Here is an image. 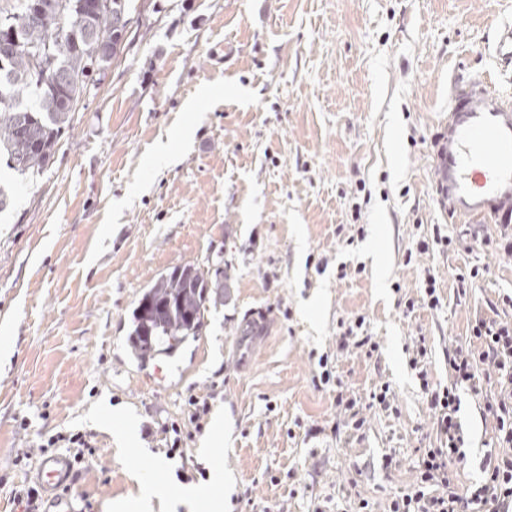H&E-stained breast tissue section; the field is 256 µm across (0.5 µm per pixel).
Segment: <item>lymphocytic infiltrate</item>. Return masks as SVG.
I'll list each match as a JSON object with an SVG mask.
<instances>
[{
    "label": "lymphocytic infiltrate",
    "instance_id": "f902f5d3",
    "mask_svg": "<svg viewBox=\"0 0 512 512\" xmlns=\"http://www.w3.org/2000/svg\"><path fill=\"white\" fill-rule=\"evenodd\" d=\"M448 365L456 385L474 392L484 378L512 385V324L476 319ZM419 380L438 412L437 430L445 441L443 447L425 449L415 483L391 500L389 512H512V393L486 400L484 409L496 422L502 448L487 455L483 483L461 489L451 469L466 458L456 420L459 401L453 388L433 386L427 371H420Z\"/></svg>",
    "mask_w": 512,
    "mask_h": 512
}]
</instances>
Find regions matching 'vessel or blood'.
Segmentation results:
<instances>
[{"instance_id": "b4317fda", "label": "vessel or blood", "mask_w": 512, "mask_h": 512, "mask_svg": "<svg viewBox=\"0 0 512 512\" xmlns=\"http://www.w3.org/2000/svg\"><path fill=\"white\" fill-rule=\"evenodd\" d=\"M501 68L512 69V24L499 26L493 44ZM435 171L448 215L478 224H512V99L492 78H468L455 90L448 129ZM263 315L251 317L235 339L234 360L245 368L264 340ZM72 466L63 453L39 458L34 479L47 506L44 512H71Z\"/></svg>"}]
</instances>
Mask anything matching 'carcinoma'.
I'll list each match as a JSON object with an SVG mask.
<instances>
[{
    "label": "carcinoma",
    "instance_id": "carcinoma-1",
    "mask_svg": "<svg viewBox=\"0 0 512 512\" xmlns=\"http://www.w3.org/2000/svg\"><path fill=\"white\" fill-rule=\"evenodd\" d=\"M41 15L27 20L28 0H0V23L15 26L17 44L0 45V158L18 175L43 171L92 74L111 59L93 61L87 48H112L118 28L111 12L87 18L75 0H43ZM221 276L198 263L173 267L141 296L132 314L130 344L151 360L200 334L209 304L217 302Z\"/></svg>",
    "mask_w": 512,
    "mask_h": 512
}]
</instances>
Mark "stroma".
<instances>
[{"label": "stroma", "mask_w": 512, "mask_h": 512, "mask_svg": "<svg viewBox=\"0 0 512 512\" xmlns=\"http://www.w3.org/2000/svg\"><path fill=\"white\" fill-rule=\"evenodd\" d=\"M500 23L512 0H145L144 35L94 75L44 172L0 171L17 183L0 213V337L13 344L0 364V512L31 483L22 450L59 432L96 450L76 512L134 501L151 469L175 491L203 485L218 411L231 426L221 512H355L362 498L387 512L439 445L419 370L451 384L448 354L475 318L512 321V261L482 244L499 227L449 218L434 173L458 77L493 74L512 98V71L495 70ZM160 142L177 155L165 167L151 164ZM437 231L456 247L416 253ZM187 262L228 272V286L199 336L141 362L132 312ZM474 266L488 272L471 282ZM429 270L434 309L419 303ZM253 309L269 333L241 370L232 349ZM352 325L376 352L341 343ZM383 385L389 407L354 429L337 391L365 401ZM192 395L209 406L197 425ZM460 398L467 484L497 440L482 397ZM125 413L139 422L129 446L116 441ZM174 422L187 439L171 459L162 429Z\"/></svg>", "instance_id": "stroma-1"}]
</instances>
